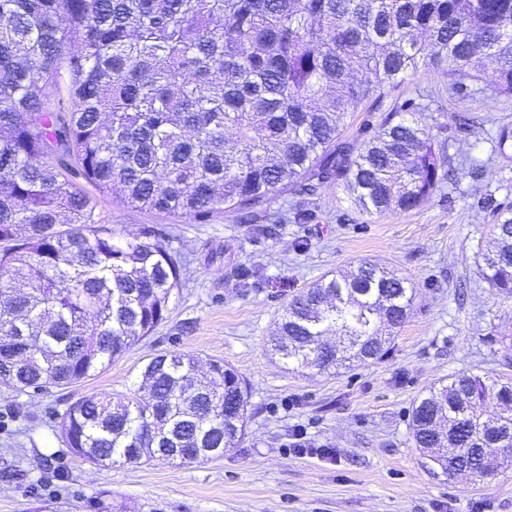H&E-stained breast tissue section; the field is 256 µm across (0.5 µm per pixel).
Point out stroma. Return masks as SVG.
<instances>
[{
    "instance_id": "1",
    "label": "stroma",
    "mask_w": 512,
    "mask_h": 512,
    "mask_svg": "<svg viewBox=\"0 0 512 512\" xmlns=\"http://www.w3.org/2000/svg\"><path fill=\"white\" fill-rule=\"evenodd\" d=\"M407 99L454 174L410 212L361 214L335 182L302 199L306 224L281 221L292 203L286 192L254 220L217 212L203 224L98 196L100 223L142 241L169 235L187 270L166 321L102 372L41 394L0 387V512H89L99 495L112 512H512V461L473 481L451 478L410 431L414 401L438 381L512 378L496 341L512 328V299L481 280L476 259L495 221L485 198L512 208V158L494 151L499 126L512 121V98L461 99L443 70H422L381 106L358 112L348 140L361 141L385 109ZM360 260L386 264L417 288L387 355L331 372L272 356L268 339L291 295ZM245 266L261 271L250 288L239 277ZM169 351L223 360L245 380L242 441L218 460L184 465L96 466L73 455L59 428L69 406L133 392L147 363Z\"/></svg>"
}]
</instances>
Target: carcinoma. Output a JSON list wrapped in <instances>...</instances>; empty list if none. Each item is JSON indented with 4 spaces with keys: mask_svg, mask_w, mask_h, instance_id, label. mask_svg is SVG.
Wrapping results in <instances>:
<instances>
[{
    "mask_svg": "<svg viewBox=\"0 0 512 512\" xmlns=\"http://www.w3.org/2000/svg\"><path fill=\"white\" fill-rule=\"evenodd\" d=\"M442 64L457 95L487 65L491 93L512 95V0H0V386L77 383L168 318L186 256L99 223L86 186L191 223L328 181L363 214L415 210L449 166L415 102L356 146L342 137L359 107ZM488 229L479 274L511 298L512 210ZM414 292L355 262L291 298L271 351L321 371L380 359ZM198 363L158 355L148 395L70 406L66 444L97 465L223 457L244 433L246 389L224 361L203 376ZM411 430L445 473L471 448H512V379L431 388Z\"/></svg>",
    "mask_w": 512,
    "mask_h": 512,
    "instance_id": "1",
    "label": "carcinoma"
}]
</instances>
